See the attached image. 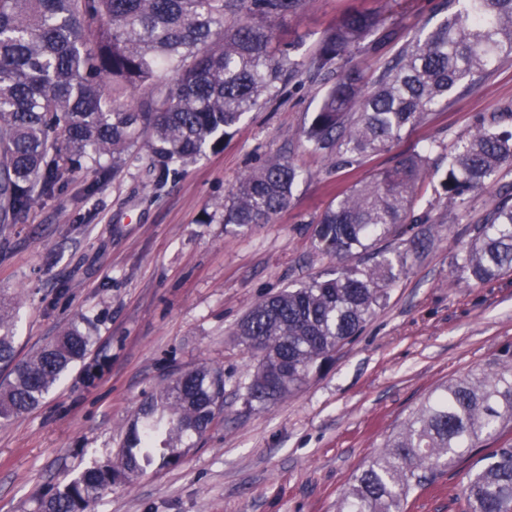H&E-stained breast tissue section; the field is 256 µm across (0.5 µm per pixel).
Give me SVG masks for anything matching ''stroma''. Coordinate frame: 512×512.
Returning <instances> with one entry per match:
<instances>
[{"instance_id": "obj_1", "label": "stroma", "mask_w": 512, "mask_h": 512, "mask_svg": "<svg viewBox=\"0 0 512 512\" xmlns=\"http://www.w3.org/2000/svg\"><path fill=\"white\" fill-rule=\"evenodd\" d=\"M440 2L308 0L275 31L309 54L344 14L378 11L402 34L437 22ZM325 90L309 75L292 79L162 189L133 159L101 184L74 175L26 223L0 224V298L17 309L19 358L73 323L93 337L36 408L0 424V512H39L42 498L93 458L117 454L146 399L201 366L224 373L223 412L178 466L116 481L96 512H336L354 476L432 389L493 367L512 346V272L485 285L455 273L475 223L512 195V167L460 212L435 204L448 146L479 115L512 105V59L457 89L391 150L342 169L302 138ZM430 140L443 148L431 156L415 219L389 241L405 252L407 241L428 235V249L408 254L385 305L300 390L268 409L247 405L257 360L235 340L236 325L259 300L330 267L315 228L337 190ZM275 154L302 171L288 207L269 224L225 223L239 180ZM475 462L465 458L436 487L412 494L407 512H462L460 490Z\"/></svg>"}]
</instances>
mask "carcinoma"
I'll use <instances>...</instances> for the list:
<instances>
[{
	"instance_id": "1",
	"label": "carcinoma",
	"mask_w": 512,
	"mask_h": 512,
	"mask_svg": "<svg viewBox=\"0 0 512 512\" xmlns=\"http://www.w3.org/2000/svg\"><path fill=\"white\" fill-rule=\"evenodd\" d=\"M308 0H0V222L23 224L64 179L91 171L117 177L144 138L154 188L206 149H217L245 114L279 96L289 79L337 74L303 137L334 167L389 150L448 96L512 57V0H446L448 15L422 27L384 60L365 92L354 55L380 35L369 12L342 17L307 56L283 48L272 24ZM512 111L477 120L456 141L442 182L454 207L512 163ZM421 151L336 194L316 240L333 268L254 305L233 335L257 358L248 404L269 408L362 330L403 272L406 257L378 244L399 233L428 177ZM112 157V167L101 164ZM297 168L273 155L243 178L224 223L269 224L287 208ZM512 271V203H498L456 257L457 276L484 284ZM16 311L0 305V419L37 407L92 337L73 323L35 356L18 361ZM224 406V374L198 368L145 402L115 458L93 460L42 499L40 512H84L119 479L175 466ZM512 424V349L490 370L450 381L385 444L343 493L339 512H405L435 482ZM463 512H512V445L485 452L462 487Z\"/></svg>"
}]
</instances>
